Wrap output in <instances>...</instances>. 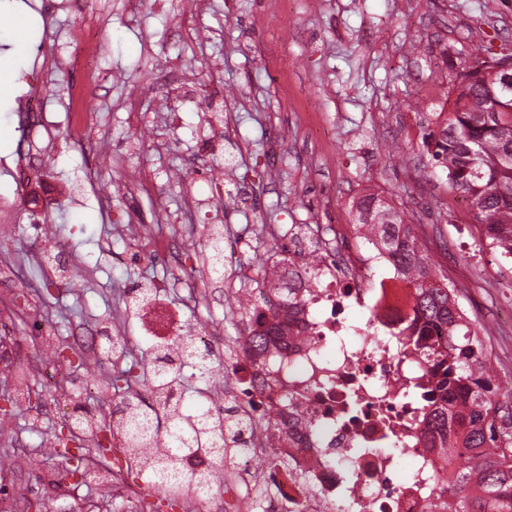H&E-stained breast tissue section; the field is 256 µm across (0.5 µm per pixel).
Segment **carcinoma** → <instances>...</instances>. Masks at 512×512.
Returning <instances> with one entry per match:
<instances>
[{"mask_svg":"<svg viewBox=\"0 0 512 512\" xmlns=\"http://www.w3.org/2000/svg\"><path fill=\"white\" fill-rule=\"evenodd\" d=\"M512 54L476 61L456 77L453 108L437 120L425 136V147L434 165L447 172L448 187L472 200V220L486 227L493 246L512 254V86L491 79L487 69ZM355 228L365 229L375 242L394 257L402 278L414 291V316L401 331L407 337V352L433 366L427 406L428 435L433 443L463 459L452 476L447 512H512V410L499 418L501 399H512V388H504L492 373L485 337L471 330L456 289L448 279L431 275L429 246L406 222L405 212L381 194L367 192L357 205ZM290 309L302 303L300 285L282 281L278 286ZM277 314L263 329H255L243 353L255 360L266 359L272 337L277 335ZM206 379L205 357L184 346L177 358L157 351L150 371L134 366L110 379L115 389L126 388L139 378L165 386L184 378L185 369ZM167 423L164 440L171 458L151 476L169 489L203 495L211 488V474H194L183 458L209 451L222 455L244 446L243 433L256 424L254 416L234 409L224 410L217 423L204 406L183 413L175 400L165 414L151 406L137 408L125 420V429L136 437L159 434L160 421ZM90 459L63 456L56 477L84 471Z\"/></svg>","mask_w":512,"mask_h":512,"instance_id":"carcinoma-1","label":"carcinoma"}]
</instances>
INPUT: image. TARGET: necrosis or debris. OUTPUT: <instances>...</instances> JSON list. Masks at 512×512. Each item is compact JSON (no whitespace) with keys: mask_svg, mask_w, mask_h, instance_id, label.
<instances>
[{"mask_svg":"<svg viewBox=\"0 0 512 512\" xmlns=\"http://www.w3.org/2000/svg\"><path fill=\"white\" fill-rule=\"evenodd\" d=\"M67 63L74 75L65 96L68 122L84 138L100 85L98 34L92 28L72 32ZM135 236L148 246L155 263L175 266L191 249L190 237L157 235L154 225H137ZM288 276L306 278L311 294L289 312L285 336L275 352L277 374L268 366L247 363L240 374L206 395L212 417L228 407L254 401L262 425L245 433L247 449L225 453V472L244 487L238 503L248 512H446L440 496L454 460L430 447L421 393L429 377L425 366L407 354L401 328L412 319L413 292L404 286L390 255L350 238L288 239ZM366 319L351 322L350 310ZM142 328L158 347L187 343L209 363L222 358L223 331L213 325L198 332L160 311L154 301L142 306ZM70 341L96 367L116 365L131 339L108 335L97 326H76ZM38 372L45 387L62 386L53 403L77 420L79 436H96L102 427L96 410L75 413L93 378L60 381L57 362ZM123 455L111 468L93 471V482L126 492L130 470L153 471L167 452L163 439L144 443L124 439L113 427ZM287 462L288 473L270 483L273 461Z\"/></svg>","mask_w":512,"mask_h":512,"instance_id":"obj_1","label":"necrosis or debris"}]
</instances>
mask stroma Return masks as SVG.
<instances>
[{"label": "stroma", "mask_w": 512, "mask_h": 512, "mask_svg": "<svg viewBox=\"0 0 512 512\" xmlns=\"http://www.w3.org/2000/svg\"><path fill=\"white\" fill-rule=\"evenodd\" d=\"M38 0H0V57L14 55V88L0 97V159L14 163L28 151L20 106L32 78L52 93L44 106L56 136L45 145L42 176L71 191L45 205L54 238L74 256L78 281H59L52 295L31 296L25 309L47 318L57 342L72 326L118 325L134 337V358L149 362L154 344L144 338L142 312L128 306L130 288L162 287V306L184 322H216L224 349L240 332L228 315L225 294L250 287L248 264L265 254L272 238L294 224H348L355 198L365 191L392 197L428 238L438 275L458 290L459 301L485 343L502 384L512 383V265L480 251L481 227L469 204L449 190L440 169L426 166L423 140L436 115L449 112L456 75L473 53L501 54L512 48V0H203L195 24L203 40L186 39L177 0L155 9L146 0L132 10L129 0H98L93 14L74 12L69 0L42 17ZM95 24L100 31V65L108 78L98 90L92 136L119 145L112 161L92 167L87 147L67 134L64 91L70 72L64 56H39L45 31L65 45L72 29ZM190 73L208 95L223 98V127L211 112L169 99L158 103L149 87L155 75ZM140 91V114L130 120L123 104ZM224 132V188L217 200L197 174L201 147ZM151 173L147 193L132 183ZM198 201L199 226H219L225 245L248 239L244 258L226 255L224 281L212 292L191 297L172 287L170 267L141 258L129 220L160 224L164 232L183 223L186 198ZM441 235H434V228ZM30 228L20 219L0 235V249L13 258L15 293L43 279L30 257ZM15 335L0 354V395L12 394L19 370L32 369L41 354L13 320ZM43 413L0 416V498L42 500L46 512H87L103 502L106 512H127L120 497H101L95 485L70 493L52 485L58 464L54 434L64 416L34 387Z\"/></svg>", "instance_id": "obj_1"}]
</instances>
